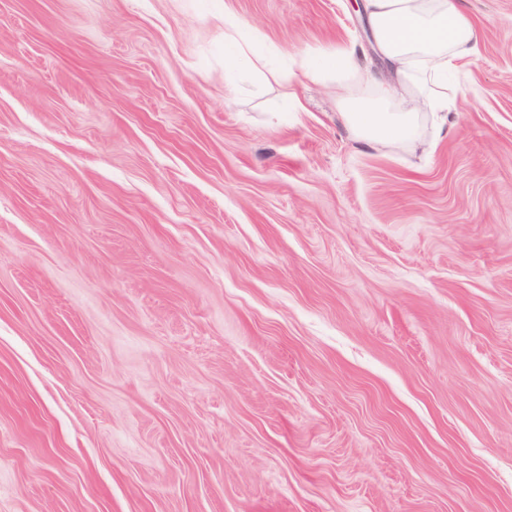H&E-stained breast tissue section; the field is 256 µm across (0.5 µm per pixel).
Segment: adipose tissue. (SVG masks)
<instances>
[{"instance_id": "obj_1", "label": "adipose tissue", "mask_w": 512, "mask_h": 512, "mask_svg": "<svg viewBox=\"0 0 512 512\" xmlns=\"http://www.w3.org/2000/svg\"><path fill=\"white\" fill-rule=\"evenodd\" d=\"M374 42L394 68L392 80L377 85L372 98L353 102L360 80L351 49L323 54L317 68L335 77L336 97L352 102L348 123L373 144L428 149L421 137V119L442 126L455 109L458 94L448 76L466 59L478 55L479 32L462 0H365ZM401 109H392V102Z\"/></svg>"}]
</instances>
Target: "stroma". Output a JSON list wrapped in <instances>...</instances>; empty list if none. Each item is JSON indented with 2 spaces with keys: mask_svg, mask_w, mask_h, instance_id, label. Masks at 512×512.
Instances as JSON below:
<instances>
[{
  "mask_svg": "<svg viewBox=\"0 0 512 512\" xmlns=\"http://www.w3.org/2000/svg\"><path fill=\"white\" fill-rule=\"evenodd\" d=\"M363 4L0 0V512H512V0L425 152ZM224 43L229 49L227 67H235L237 63H248L256 70L264 67L261 58L252 56V40L245 38L240 22L229 13L224 16ZM316 67L323 74L336 78V99L341 102L351 101L353 85L360 80L354 49L324 53L319 57Z\"/></svg>",
  "mask_w": 512,
  "mask_h": 512,
  "instance_id": "1",
  "label": "stroma"
}]
</instances>
